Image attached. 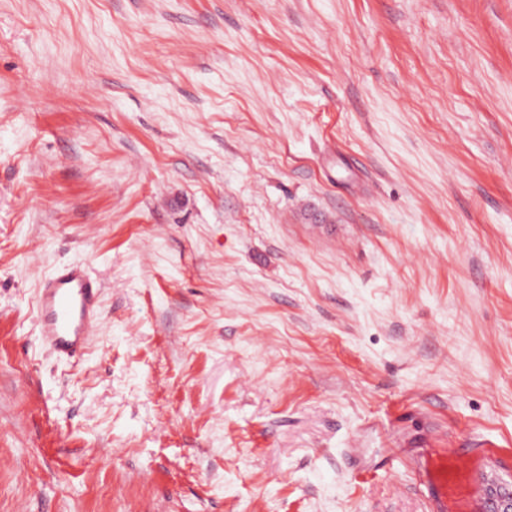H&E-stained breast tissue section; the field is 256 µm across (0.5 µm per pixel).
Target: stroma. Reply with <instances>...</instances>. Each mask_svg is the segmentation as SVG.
Here are the masks:
<instances>
[{
	"instance_id": "1",
	"label": "stroma",
	"mask_w": 512,
	"mask_h": 512,
	"mask_svg": "<svg viewBox=\"0 0 512 512\" xmlns=\"http://www.w3.org/2000/svg\"><path fill=\"white\" fill-rule=\"evenodd\" d=\"M69 263L82 355L38 334ZM512 478V0H0V512H431ZM98 293L96 280L82 266H64L41 281L36 297L38 332L57 354L81 353L87 331L98 318ZM476 454V448H456L449 457L446 451L438 450L420 464L430 492L432 512H448V502L454 494L448 460L453 473H462L472 464Z\"/></svg>"
}]
</instances>
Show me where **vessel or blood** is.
I'll use <instances>...</instances> for the list:
<instances>
[{"mask_svg": "<svg viewBox=\"0 0 512 512\" xmlns=\"http://www.w3.org/2000/svg\"><path fill=\"white\" fill-rule=\"evenodd\" d=\"M99 286L81 266H66L40 283L36 297L41 339L57 354L73 357L85 346L87 332L99 313ZM473 448L443 450L425 458L421 469L428 486L432 512H448L454 491L451 476L466 471L476 457Z\"/></svg>", "mask_w": 512, "mask_h": 512, "instance_id": "obj_1", "label": "vessel or blood"}]
</instances>
